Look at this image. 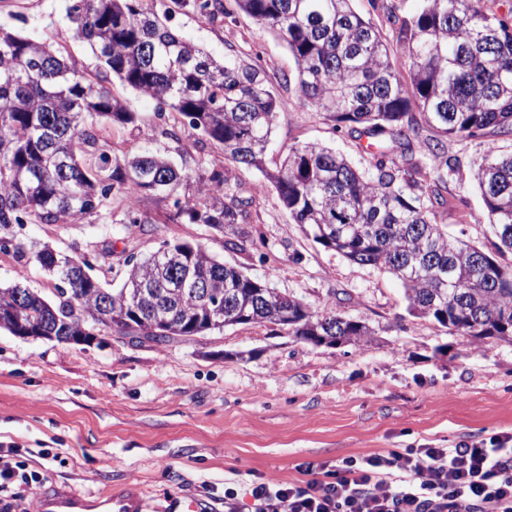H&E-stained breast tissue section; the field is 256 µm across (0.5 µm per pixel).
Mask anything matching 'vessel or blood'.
<instances>
[{
	"instance_id": "vessel-or-blood-1",
	"label": "vessel or blood",
	"mask_w": 512,
	"mask_h": 512,
	"mask_svg": "<svg viewBox=\"0 0 512 512\" xmlns=\"http://www.w3.org/2000/svg\"><path fill=\"white\" fill-rule=\"evenodd\" d=\"M145 501L133 489L104 490L91 499L75 491L57 488L40 492L36 512H143Z\"/></svg>"
}]
</instances>
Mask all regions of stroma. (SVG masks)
<instances>
[{
    "label": "stroma",
    "mask_w": 512,
    "mask_h": 512,
    "mask_svg": "<svg viewBox=\"0 0 512 512\" xmlns=\"http://www.w3.org/2000/svg\"><path fill=\"white\" fill-rule=\"evenodd\" d=\"M67 6L68 0H0V25L35 38L52 35L79 69L97 73L89 45L71 35ZM171 26L215 57L231 43L260 54L268 73L295 72L286 44L245 15L220 27L178 14ZM111 84L138 125L101 124L99 151L121 157L160 150L174 158L187 151V170L214 163L230 183L259 181L258 172L225 160L213 146L196 147L190 127H182L179 140L166 138L154 121L155 101L119 79ZM277 93L269 163L320 142L371 169L372 158L358 151L348 130H333L295 85ZM480 151L473 140L449 142L456 165L439 220L453 236L487 248L488 217L473 178ZM140 208L151 221L133 233L115 200L96 223L27 224L19 234L69 255L103 242L143 258L166 241L199 244L311 309L331 305L367 322L374 340L361 348L316 346L253 324L166 345L118 336L76 345L0 329V448L18 449V462L44 472L48 485L88 496L130 486L145 494V512H168L175 498L196 499L198 512H224L230 487L241 494L240 512H251L246 490L257 481L305 483L349 456L512 434V344L476 342L411 314L398 281L313 242L274 188L253 206L235 248L206 225L169 223L163 205L151 199ZM17 280L54 293L38 265L23 268L0 253V282Z\"/></svg>",
    "instance_id": "1"
}]
</instances>
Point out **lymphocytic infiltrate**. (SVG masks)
<instances>
[{"label":"lymphocytic infiltrate","instance_id":"lymphocytic-infiltrate-1","mask_svg":"<svg viewBox=\"0 0 512 512\" xmlns=\"http://www.w3.org/2000/svg\"><path fill=\"white\" fill-rule=\"evenodd\" d=\"M253 512H512V440L346 457L307 483H255Z\"/></svg>","mask_w":512,"mask_h":512}]
</instances>
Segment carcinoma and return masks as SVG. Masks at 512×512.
<instances>
[{"label":"carcinoma","instance_id":"cac0c4a2","mask_svg":"<svg viewBox=\"0 0 512 512\" xmlns=\"http://www.w3.org/2000/svg\"><path fill=\"white\" fill-rule=\"evenodd\" d=\"M237 10L287 44L301 96L333 129L346 128L374 172L319 143L295 147L266 166L279 101L264 66L229 48L218 61L168 22L188 11L222 25L224 0H71L74 38L100 65L157 103L162 134L178 138L174 112L224 159L259 171L249 196L229 188L221 166L186 173L166 153L123 158L96 153L97 126L126 127L135 113L106 78H91L52 43L0 26V253L20 266L35 262L55 277L54 298L21 282L0 285V329L59 343L105 328L150 336L157 344L228 326L270 324L297 340L348 339L362 347L374 331L331 306L313 312L199 244L166 242L128 267L123 287L92 275L112 265V244L79 258L45 243L27 244L12 226L89 223L112 196L169 202L172 224H205L219 233L246 224L256 196L272 186L294 223L314 242L400 281L411 313L475 340L512 343V152L484 144L474 180L496 238L485 251L448 234L438 209L448 207V140L512 136V21L481 0H419L408 16L388 0L385 37L357 13L353 0H234ZM409 61L400 76L395 57ZM441 167L429 173L423 159ZM251 318L247 322L244 317Z\"/></svg>","mask_w":512,"mask_h":512}]
</instances>
